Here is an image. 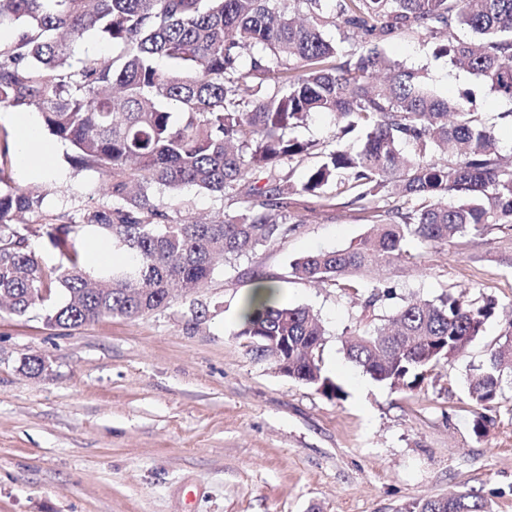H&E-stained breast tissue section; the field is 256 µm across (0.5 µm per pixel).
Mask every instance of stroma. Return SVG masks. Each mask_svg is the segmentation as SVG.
I'll use <instances>...</instances> for the list:
<instances>
[{
  "mask_svg": "<svg viewBox=\"0 0 512 512\" xmlns=\"http://www.w3.org/2000/svg\"><path fill=\"white\" fill-rule=\"evenodd\" d=\"M382 48L439 96L474 90L477 112L512 147V102L436 55L432 41L397 33ZM41 136L54 143L56 172L30 176L13 151V179L45 193L49 215L100 204L98 172L75 167L69 143ZM325 192L323 200L295 195L288 235L231 257L203 288L143 316L64 329L40 309L22 318L0 311V512H398L466 490L491 512H512V391L487 408L466 392L503 319L488 321L463 356L413 391L375 382L342 347L402 298L432 301L465 286L512 308V228L414 242L396 265L317 286L294 278L291 262L353 246L369 230L364 210L346 203L348 186ZM156 200L182 217L238 209L198 188ZM256 272L319 314L321 367L342 398L282 375L239 335ZM380 283L395 299L364 310L360 296ZM35 356L45 367L33 374L23 361ZM480 415L488 420L482 438L472 432Z\"/></svg>",
  "mask_w": 512,
  "mask_h": 512,
  "instance_id": "35a3bbf8",
  "label": "stroma"
}]
</instances>
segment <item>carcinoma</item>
I'll return each instance as SVG.
<instances>
[{
	"label": "carcinoma",
	"instance_id": "1",
	"mask_svg": "<svg viewBox=\"0 0 512 512\" xmlns=\"http://www.w3.org/2000/svg\"><path fill=\"white\" fill-rule=\"evenodd\" d=\"M331 4L326 13L321 2ZM0 0V109L38 110L44 126L71 145L73 161L96 170L106 201L79 218L50 216L44 194L6 174L0 154V307L21 317L80 327L106 317L136 318L164 307L172 290L191 293L216 263L272 243L288 226L291 196L319 197L346 175L372 205L367 235L343 250L292 261L291 275L334 282L408 255L411 241L448 242L488 226L512 227V155L473 108V92L448 100L378 45L400 31L437 42L448 57L501 98L512 101V0ZM341 22L358 38L348 51L325 39ZM465 28L478 39L464 41ZM100 31L112 54L76 57L72 40ZM333 117L338 133L318 145L292 136L311 114ZM365 137L343 142L357 124ZM318 151L301 186L283 164ZM194 186L244 203L207 221L176 219L157 190ZM26 216L59 250L57 269L40 265ZM90 233L128 251L127 268L92 280L73 238ZM64 304L47 307L52 287ZM492 296L467 289L434 301L407 299L371 332L343 344L346 357L392 389L418 387L440 364L465 354L498 317ZM258 331L288 340L292 379L330 398L342 387L320 365L324 328L309 308L285 302L239 314L237 335ZM487 364L467 377L468 394L487 406L512 385V319ZM400 512H491L474 491L415 501Z\"/></svg>",
	"mask_w": 512,
	"mask_h": 512
}]
</instances>
